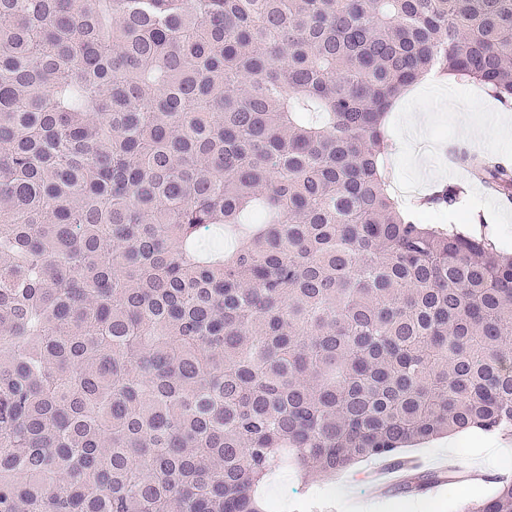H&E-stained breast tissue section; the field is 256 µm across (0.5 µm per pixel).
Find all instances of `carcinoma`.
<instances>
[{"label":"carcinoma","mask_w":512,"mask_h":512,"mask_svg":"<svg viewBox=\"0 0 512 512\" xmlns=\"http://www.w3.org/2000/svg\"><path fill=\"white\" fill-rule=\"evenodd\" d=\"M430 72L511 103L512 0H0V512H273L290 463L512 434V253L388 192Z\"/></svg>","instance_id":"obj_1"}]
</instances>
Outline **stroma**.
<instances>
[{
	"label": "stroma",
	"mask_w": 512,
	"mask_h": 512,
	"mask_svg": "<svg viewBox=\"0 0 512 512\" xmlns=\"http://www.w3.org/2000/svg\"><path fill=\"white\" fill-rule=\"evenodd\" d=\"M447 87L453 107L436 103L423 92L406 106L410 112L427 110L436 115L424 132L428 156L422 167H415L402 147L399 113L388 112L385 126L395 170L392 190L397 194L405 191L412 197H425L448 185L463 186L465 195L457 208L446 212L423 207L422 222L453 224L465 230L483 224L496 236L500 247L512 251V206L489 191L478 176L454 159L456 150L466 145L460 131V122L465 119L483 129L482 142L475 146V153L495 154L512 163V120H500L499 102L480 86L451 79ZM485 438L484 432L471 430L457 434L451 448L442 447L436 439L403 449L401 456L405 459L434 464L451 457L460 458L489 476L488 481L481 483L447 481L432 497L412 490L399 493L375 490L364 477L372 466L368 460L333 476L276 474L270 478L265 492L277 503L278 512H354L356 504L365 501L388 504L389 512H405L406 505L415 501L422 502L426 512H463L470 500L493 495L499 480H512V436L494 453L484 448Z\"/></svg>",
	"instance_id": "1"
}]
</instances>
